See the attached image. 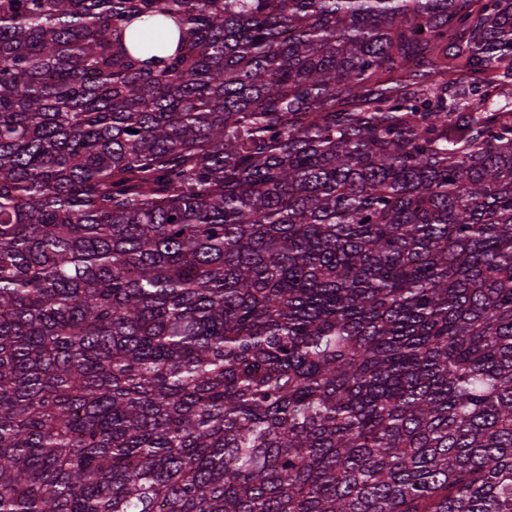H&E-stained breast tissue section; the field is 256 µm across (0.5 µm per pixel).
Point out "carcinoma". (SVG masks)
I'll return each instance as SVG.
<instances>
[{
    "instance_id": "1",
    "label": "carcinoma",
    "mask_w": 512,
    "mask_h": 512,
    "mask_svg": "<svg viewBox=\"0 0 512 512\" xmlns=\"http://www.w3.org/2000/svg\"><path fill=\"white\" fill-rule=\"evenodd\" d=\"M0 512H512V0H0Z\"/></svg>"
}]
</instances>
